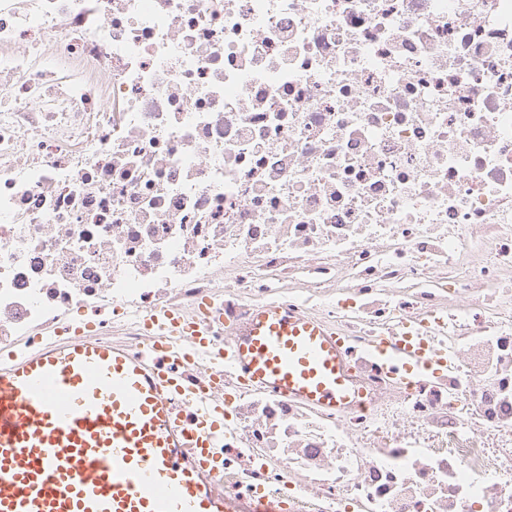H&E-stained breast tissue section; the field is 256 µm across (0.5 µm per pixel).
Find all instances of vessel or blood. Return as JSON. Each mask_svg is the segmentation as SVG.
<instances>
[{"instance_id": "vessel-or-blood-1", "label": "vessel or blood", "mask_w": 512, "mask_h": 512, "mask_svg": "<svg viewBox=\"0 0 512 512\" xmlns=\"http://www.w3.org/2000/svg\"><path fill=\"white\" fill-rule=\"evenodd\" d=\"M150 320L216 351L206 323ZM392 352L433 360L408 331ZM231 353L246 386L321 408L356 397L342 339L301 314L256 307ZM177 359L172 345L139 356L86 335L0 361V512H283L270 496L216 490L218 417L205 403L190 419L176 412Z\"/></svg>"}]
</instances>
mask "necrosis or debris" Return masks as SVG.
Segmentation results:
<instances>
[{"mask_svg":"<svg viewBox=\"0 0 512 512\" xmlns=\"http://www.w3.org/2000/svg\"><path fill=\"white\" fill-rule=\"evenodd\" d=\"M336 329L331 411L177 336L226 488L288 512H512V0H0V345L165 310ZM444 359L405 375L403 325Z\"/></svg>","mask_w":512,"mask_h":512,"instance_id":"4bbe7bcc","label":"necrosis or debris"}]
</instances>
